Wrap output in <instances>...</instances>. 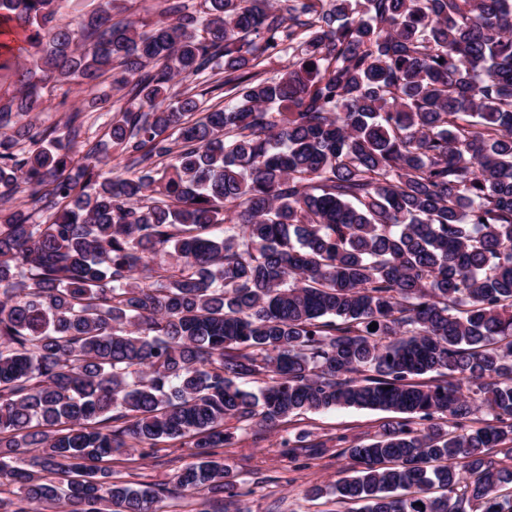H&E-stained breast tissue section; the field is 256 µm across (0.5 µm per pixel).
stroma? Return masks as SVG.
<instances>
[{
    "instance_id": "1",
    "label": "stroma",
    "mask_w": 512,
    "mask_h": 512,
    "mask_svg": "<svg viewBox=\"0 0 512 512\" xmlns=\"http://www.w3.org/2000/svg\"><path fill=\"white\" fill-rule=\"evenodd\" d=\"M108 91V86L103 85L91 92L75 88L66 95L62 90L46 88L42 111L31 113L30 118L36 125L50 126L63 122L68 111L78 109L85 116L87 135L98 138L104 118L93 107L92 98ZM388 418L384 411L341 407L288 417L272 432L241 430L231 420L227 426L234 429L236 440L224 448L223 457L237 479L240 499L250 512H316L318 504L308 499V490L348 476L350 460L336 447L323 449L311 459H288L279 448L281 435L307 431L315 439L342 435L350 441H366L379 433ZM191 461L189 448L174 445L155 452L139 449L116 456L110 466L121 481L170 488Z\"/></svg>"
}]
</instances>
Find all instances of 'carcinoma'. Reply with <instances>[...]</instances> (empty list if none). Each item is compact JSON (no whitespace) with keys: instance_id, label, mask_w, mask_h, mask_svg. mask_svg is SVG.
<instances>
[{"instance_id":"obj_1","label":"carcinoma","mask_w":512,"mask_h":512,"mask_svg":"<svg viewBox=\"0 0 512 512\" xmlns=\"http://www.w3.org/2000/svg\"><path fill=\"white\" fill-rule=\"evenodd\" d=\"M70 2L0 0L30 57L0 202L31 204L0 209V512H163L107 462L170 441L176 495L244 512L227 421L344 406L399 418L281 437L355 464L315 494L512 512V0H162L147 31ZM108 77L103 138L77 148L79 110L16 127L46 82ZM192 77L224 105L169 97Z\"/></svg>"}]
</instances>
